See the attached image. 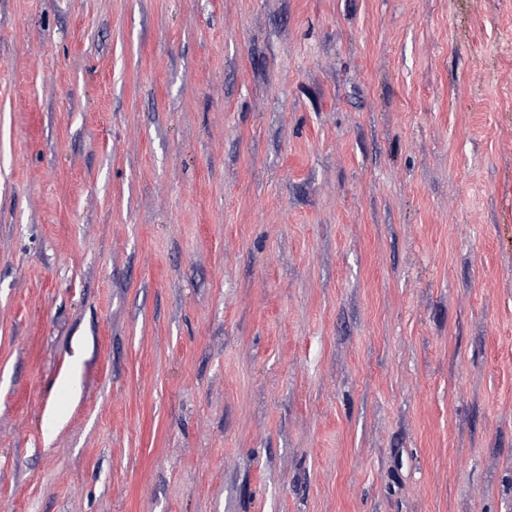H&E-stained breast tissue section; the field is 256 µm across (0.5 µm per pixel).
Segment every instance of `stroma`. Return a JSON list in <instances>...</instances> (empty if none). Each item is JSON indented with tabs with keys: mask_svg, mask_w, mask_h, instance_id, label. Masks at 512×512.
<instances>
[{
	"mask_svg": "<svg viewBox=\"0 0 512 512\" xmlns=\"http://www.w3.org/2000/svg\"><path fill=\"white\" fill-rule=\"evenodd\" d=\"M0 512H512V0H0Z\"/></svg>",
	"mask_w": 512,
	"mask_h": 512,
	"instance_id": "stroma-1",
	"label": "stroma"
}]
</instances>
